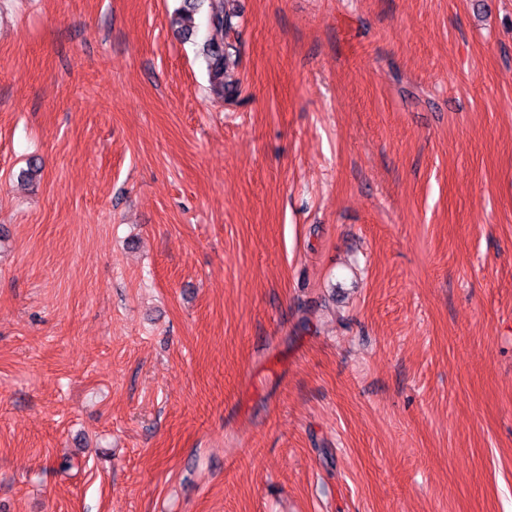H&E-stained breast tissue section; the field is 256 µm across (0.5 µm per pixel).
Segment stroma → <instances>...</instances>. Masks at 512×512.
I'll use <instances>...</instances> for the list:
<instances>
[{"mask_svg":"<svg viewBox=\"0 0 512 512\" xmlns=\"http://www.w3.org/2000/svg\"><path fill=\"white\" fill-rule=\"evenodd\" d=\"M177 3L0 0V512H512V0ZM203 1L205 0H181V6L175 11L171 23L177 26V32L186 40L195 34V15ZM231 0H210L208 27L210 37L202 47L211 91L226 101L239 94V84L226 80L230 69L238 65V51L233 43L224 42V33L229 35L238 27L236 11L230 7Z\"/></svg>","mask_w":512,"mask_h":512,"instance_id":"stroma-1","label":"stroma"}]
</instances>
